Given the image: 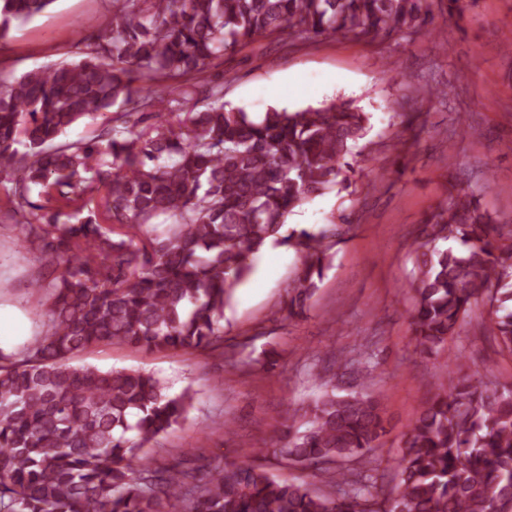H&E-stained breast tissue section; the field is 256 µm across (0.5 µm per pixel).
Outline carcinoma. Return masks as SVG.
<instances>
[{
    "label": "carcinoma",
    "instance_id": "carcinoma-1",
    "mask_svg": "<svg viewBox=\"0 0 512 512\" xmlns=\"http://www.w3.org/2000/svg\"><path fill=\"white\" fill-rule=\"evenodd\" d=\"M54 0H0V38ZM434 0H112V26L59 62L0 81V178L22 241L41 246L52 278L43 334L0 354V512H512V387L477 382L448 361V390L405 434L386 490L363 469L330 490L262 465L216 463L204 479L158 464L149 448L187 418L193 397L152 374L77 368L99 345L224 353V308L268 245L301 266L278 312L304 315L339 229L286 231L288 216L354 172L369 116L344 103L256 116L224 105L219 83L183 79L258 37L436 33ZM198 99L206 109L187 105ZM112 112L93 139L69 140ZM56 189L71 208L41 213ZM117 232L100 224L98 207ZM159 217L169 223L158 228ZM460 189L414 241V338L432 354L473 306L512 353V243ZM366 353L330 361L325 390L288 428L279 453L324 470L378 447L386 432Z\"/></svg>",
    "mask_w": 512,
    "mask_h": 512
}]
</instances>
